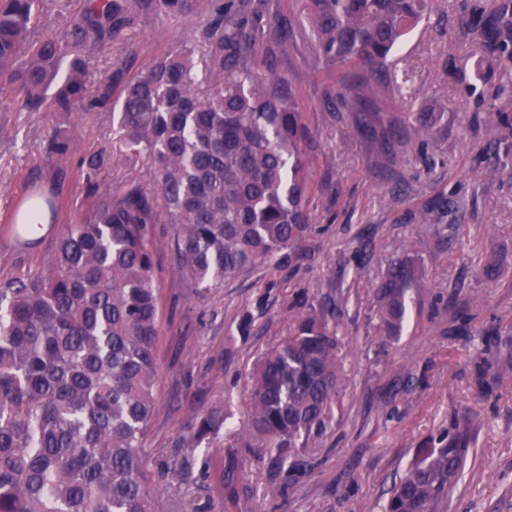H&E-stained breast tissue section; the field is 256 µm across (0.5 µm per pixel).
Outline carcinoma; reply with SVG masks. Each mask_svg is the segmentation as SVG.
<instances>
[{
	"mask_svg": "<svg viewBox=\"0 0 512 512\" xmlns=\"http://www.w3.org/2000/svg\"><path fill=\"white\" fill-rule=\"evenodd\" d=\"M42 0H0V82L38 111L54 85L52 112L114 105L112 119L146 154L157 188L131 180L97 189L86 211L58 238L48 278L0 287V512H159V491L143 463L157 378L160 297L152 276L155 224L177 228L178 270L192 288H216L243 268H270L283 252L302 256L311 231L310 132L288 80L255 75L247 61L257 39L288 31L261 25L271 0H211L202 29L209 93L196 91L195 51L177 48L128 80L112 98L115 75L99 82L94 53L137 12L190 16L197 0H84L52 37L38 38ZM432 0H307L309 35L328 65L354 76L350 98L365 125L385 92L383 73L404 37L431 14ZM485 51L512 70V19L483 33ZM418 116L405 142L430 136ZM70 132L55 130L63 156ZM54 199L33 191L6 221L23 245L31 226H53ZM415 275L398 260L380 288L382 330L399 334L406 288ZM307 311L288 336L256 361L246 448L285 460L300 439L326 427L341 388L337 326ZM224 407L197 421L185 447L224 431ZM469 418L453 435L428 438L394 482L385 512H436L462 473Z\"/></svg>",
	"mask_w": 512,
	"mask_h": 512,
	"instance_id": "1",
	"label": "carcinoma"
}]
</instances>
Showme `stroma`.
<instances>
[{"label":"stroma","mask_w":512,"mask_h":512,"mask_svg":"<svg viewBox=\"0 0 512 512\" xmlns=\"http://www.w3.org/2000/svg\"><path fill=\"white\" fill-rule=\"evenodd\" d=\"M475 4L433 0L431 18L405 36L384 75L370 135L355 113L328 103L341 74L301 35L303 0H277L278 21L297 34L259 45L250 66L287 78L305 114L314 230L300 258L195 290L177 269L174 225L155 226L163 330L145 448L163 495L184 497L192 512H382L416 448L473 415L464 471L438 512H512V385L497 381L512 372V94L497 93L512 75L481 47ZM205 19L137 17L97 51L98 79L133 76L176 46L199 47ZM422 112L435 119L428 142L399 144L398 130ZM58 125L72 137L61 160L46 152ZM125 140L111 109L31 112L0 83V221L33 186L60 206L53 230L30 248L0 224V279L53 273L56 238L83 208L87 182L153 187L145 156ZM92 155L101 163L90 172ZM424 209L432 223H419ZM399 257L415 277L402 333L389 340L377 290ZM338 299L340 398L326 428L290 456L293 476L232 433L209 448H181L213 406L243 424L256 360L299 313Z\"/></svg>","instance_id":"obj_1"}]
</instances>
